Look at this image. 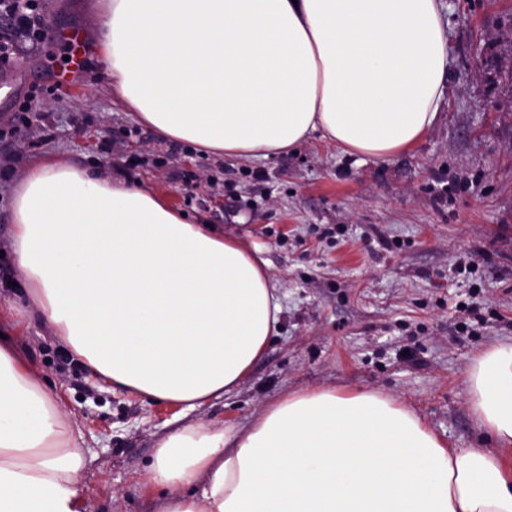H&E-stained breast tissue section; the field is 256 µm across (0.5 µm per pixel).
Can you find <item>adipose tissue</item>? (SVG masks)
Segmentation results:
<instances>
[{
	"mask_svg": "<svg viewBox=\"0 0 512 512\" xmlns=\"http://www.w3.org/2000/svg\"><path fill=\"white\" fill-rule=\"evenodd\" d=\"M102 53L160 136L229 159L312 134L386 159L435 125L448 76L440 0H99ZM31 309L110 391L192 411L242 384L277 332L261 251L165 199L58 159L14 189ZM468 406L489 448H450L374 390L295 391L248 426L157 444L155 512H512V345L474 358ZM79 428L0 344V512H88Z\"/></svg>",
	"mask_w": 512,
	"mask_h": 512,
	"instance_id": "obj_1",
	"label": "adipose tissue"
}]
</instances>
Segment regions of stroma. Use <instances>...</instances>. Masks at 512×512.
Returning a JSON list of instances; mask_svg holds the SVG:
<instances>
[{
	"label": "stroma",
	"mask_w": 512,
	"mask_h": 512,
	"mask_svg": "<svg viewBox=\"0 0 512 512\" xmlns=\"http://www.w3.org/2000/svg\"><path fill=\"white\" fill-rule=\"evenodd\" d=\"M94 0H49L46 38L24 47L41 96L0 138V334L15 340L82 433L89 512H152L143 487L159 440L190 423L247 426L302 389H369L408 403L453 448L480 437L467 405L473 359L512 344V0H442L448 79L439 118L385 160L312 136L296 152L235 160L160 137L112 90ZM86 37L72 82L54 37ZM59 159L158 193L189 220L257 246L280 288L278 334L247 381L200 409L102 388L26 302L12 193ZM475 274L450 276L457 263Z\"/></svg>",
	"instance_id": "1"
}]
</instances>
